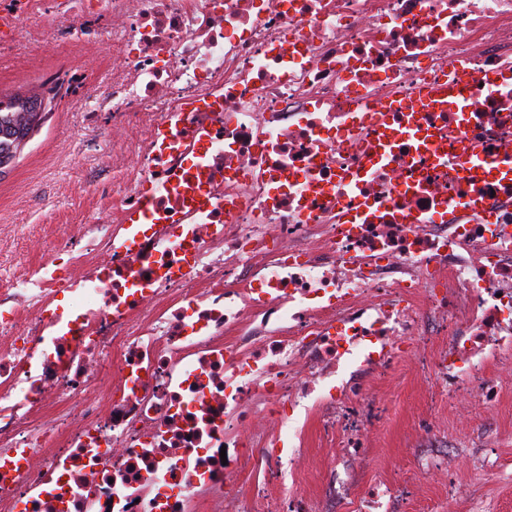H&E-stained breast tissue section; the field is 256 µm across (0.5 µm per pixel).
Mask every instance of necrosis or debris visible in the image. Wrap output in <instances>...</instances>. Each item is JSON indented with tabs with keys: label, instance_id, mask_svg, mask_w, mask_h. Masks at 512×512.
I'll return each instance as SVG.
<instances>
[{
	"label": "necrosis or debris",
	"instance_id": "obj_1",
	"mask_svg": "<svg viewBox=\"0 0 512 512\" xmlns=\"http://www.w3.org/2000/svg\"><path fill=\"white\" fill-rule=\"evenodd\" d=\"M43 2L111 23L77 111L127 166L0 267V512H331L266 491L309 468L299 407L365 477L346 512H405L371 383L413 362L465 417L512 382V0Z\"/></svg>",
	"mask_w": 512,
	"mask_h": 512
}]
</instances>
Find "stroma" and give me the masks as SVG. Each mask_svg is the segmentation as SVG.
<instances>
[{
  "instance_id": "obj_1",
  "label": "stroma",
  "mask_w": 512,
  "mask_h": 512,
  "mask_svg": "<svg viewBox=\"0 0 512 512\" xmlns=\"http://www.w3.org/2000/svg\"><path fill=\"white\" fill-rule=\"evenodd\" d=\"M6 40L12 49L0 56V93L36 87L63 72L82 76L0 177V264L7 266L16 253H43L59 229L110 214V200L95 191L112 180L108 126L82 125L75 109L85 93L112 81V34L84 44L61 20L42 12L18 19ZM373 392L389 414L373 428L377 466L371 475L390 483L416 479L419 494L408 512H448L445 487L426 469L420 448L417 422L426 413L435 414L439 447L454 455L456 479L468 490L457 512H512V388L497 405L474 403L467 421L432 401L413 374L401 383H375ZM487 448L496 449V456L485 457Z\"/></svg>"
}]
</instances>
